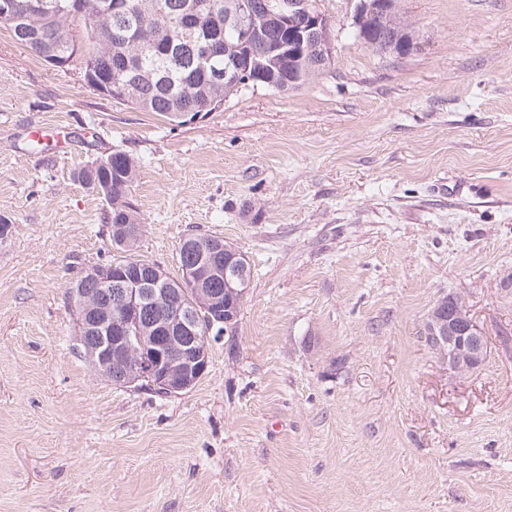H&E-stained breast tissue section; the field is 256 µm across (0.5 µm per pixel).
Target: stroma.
I'll return each mask as SVG.
<instances>
[{
  "label": "stroma",
  "mask_w": 512,
  "mask_h": 512,
  "mask_svg": "<svg viewBox=\"0 0 512 512\" xmlns=\"http://www.w3.org/2000/svg\"><path fill=\"white\" fill-rule=\"evenodd\" d=\"M358 0H315L332 62L176 122L90 88L0 25V512H512V0H399L376 52ZM137 164L132 253L180 278L190 234L251 276L209 367L112 384L71 287L125 259L77 173ZM489 339L459 375L425 339L443 296ZM354 25L361 40L382 53L400 56L416 44L411 25L399 13L397 0H360Z\"/></svg>",
  "instance_id": "1"
}]
</instances>
